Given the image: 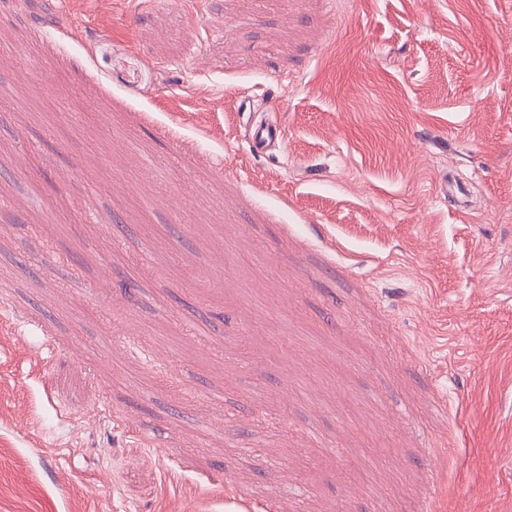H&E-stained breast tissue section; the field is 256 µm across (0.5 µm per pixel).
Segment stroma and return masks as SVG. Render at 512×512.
<instances>
[{
  "label": "stroma",
  "instance_id": "1",
  "mask_svg": "<svg viewBox=\"0 0 512 512\" xmlns=\"http://www.w3.org/2000/svg\"><path fill=\"white\" fill-rule=\"evenodd\" d=\"M270 497L512 512V0H0V512ZM246 137L249 147L256 153L264 154L282 138V129L277 122H246Z\"/></svg>",
  "mask_w": 512,
  "mask_h": 512
}]
</instances>
